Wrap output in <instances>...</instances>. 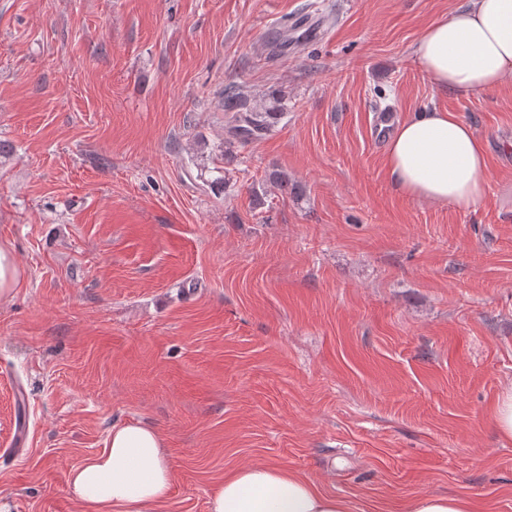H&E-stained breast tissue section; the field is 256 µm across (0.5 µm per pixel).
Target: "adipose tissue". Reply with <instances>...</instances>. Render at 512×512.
Wrapping results in <instances>:
<instances>
[{"label":"adipose tissue","instance_id":"adipose-tissue-1","mask_svg":"<svg viewBox=\"0 0 512 512\" xmlns=\"http://www.w3.org/2000/svg\"><path fill=\"white\" fill-rule=\"evenodd\" d=\"M414 59L437 88L475 94L498 87L512 78V0H468L424 30ZM385 163L395 187L414 199L468 209L486 191V146L469 123L449 111L429 109L399 121L387 141ZM164 448L151 426H113L105 448L69 474L80 512H149L164 503L172 487ZM355 510L352 500L273 465L225 473L209 501V512Z\"/></svg>","mask_w":512,"mask_h":512}]
</instances>
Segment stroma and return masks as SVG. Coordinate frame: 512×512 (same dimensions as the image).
<instances>
[{
    "label": "stroma",
    "instance_id": "1",
    "mask_svg": "<svg viewBox=\"0 0 512 512\" xmlns=\"http://www.w3.org/2000/svg\"><path fill=\"white\" fill-rule=\"evenodd\" d=\"M462 2L0 0V243L24 271L0 300V512H79L71 470L126 422L164 438L157 512H209L256 464L358 512H512L491 417L512 387V79L441 91L413 60ZM308 13L322 38L264 53ZM228 86L284 104L229 156ZM386 104L473 126L479 204L395 188L369 136ZM485 507L475 498L461 495H424L410 499L405 512H481Z\"/></svg>",
    "mask_w": 512,
    "mask_h": 512
}]
</instances>
